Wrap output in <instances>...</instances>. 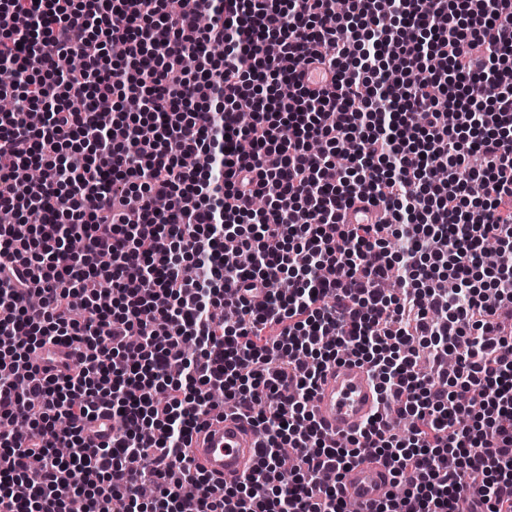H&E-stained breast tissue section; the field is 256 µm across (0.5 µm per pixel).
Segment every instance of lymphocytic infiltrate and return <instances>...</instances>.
Instances as JSON below:
<instances>
[{"mask_svg":"<svg viewBox=\"0 0 512 512\" xmlns=\"http://www.w3.org/2000/svg\"><path fill=\"white\" fill-rule=\"evenodd\" d=\"M379 2L0 0V210L47 216L0 225V512H345L365 453L409 479L373 512H512V0ZM346 357L384 410L333 442ZM222 403L261 432L229 487L187 453ZM380 394L368 369L345 359L323 373L311 407L332 440L358 435L379 407Z\"/></svg>","mask_w":512,"mask_h":512,"instance_id":"lymphocytic-infiltrate-1","label":"lymphocytic infiltrate"}]
</instances>
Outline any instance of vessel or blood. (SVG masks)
Masks as SVG:
<instances>
[{
  "label": "vessel or blood",
  "mask_w": 512,
  "mask_h": 512,
  "mask_svg": "<svg viewBox=\"0 0 512 512\" xmlns=\"http://www.w3.org/2000/svg\"><path fill=\"white\" fill-rule=\"evenodd\" d=\"M379 402V390L367 368L347 359L325 370L311 407L328 438L336 440L358 435ZM205 421V430L193 438L192 458L217 482L240 481L255 465L257 430L230 411L220 418L206 415ZM340 490L355 503L357 512H372L392 490L391 469L377 457L365 455L343 473Z\"/></svg>",
  "instance_id": "b4317fda"
}]
</instances>
